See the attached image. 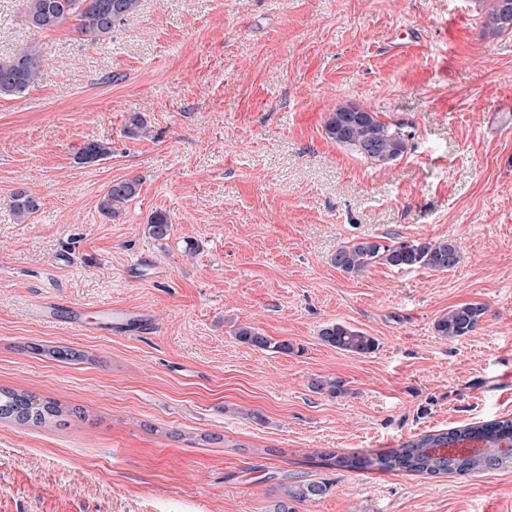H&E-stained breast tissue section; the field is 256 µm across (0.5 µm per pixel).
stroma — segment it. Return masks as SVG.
Listing matches in <instances>:
<instances>
[{"instance_id":"obj_1","label":"stroma","mask_w":512,"mask_h":512,"mask_svg":"<svg viewBox=\"0 0 512 512\" xmlns=\"http://www.w3.org/2000/svg\"><path fill=\"white\" fill-rule=\"evenodd\" d=\"M25 9L0 0V59L33 45L43 70L0 96V387L61 414L0 419V512H269L287 476L333 483L297 512H512V469L322 464L512 417V33L483 35V0H142L100 42ZM343 103L403 125L407 153L379 166L329 140ZM89 140L111 156L78 163ZM18 191L40 201L23 223ZM359 239L449 242L460 262L353 277L332 257ZM463 303L485 306L478 328L437 336ZM79 304L135 322L81 331ZM332 322L375 349L324 345ZM242 325L293 352L239 343ZM140 191V181L137 179H125L112 184L106 195L101 199V213L112 220L122 212L124 204L138 195Z\"/></svg>"}]
</instances>
